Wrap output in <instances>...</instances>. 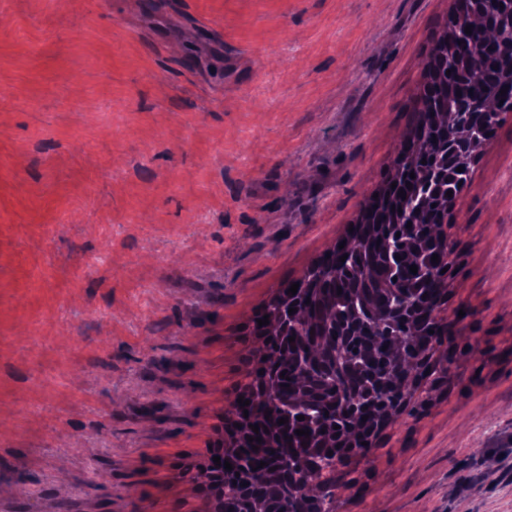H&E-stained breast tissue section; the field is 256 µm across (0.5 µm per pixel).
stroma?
<instances>
[{
	"mask_svg": "<svg viewBox=\"0 0 512 512\" xmlns=\"http://www.w3.org/2000/svg\"><path fill=\"white\" fill-rule=\"evenodd\" d=\"M144 3L0 0V512H201L256 316L390 183L455 6ZM448 234L446 371L335 512H512V112Z\"/></svg>",
	"mask_w": 512,
	"mask_h": 512,
	"instance_id": "stroma-1",
	"label": "stroma"
}]
</instances>
